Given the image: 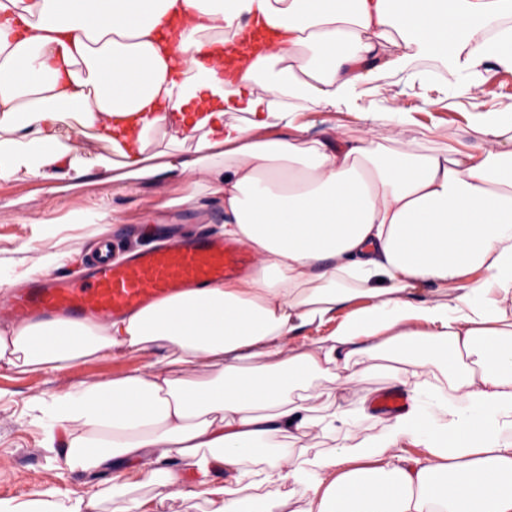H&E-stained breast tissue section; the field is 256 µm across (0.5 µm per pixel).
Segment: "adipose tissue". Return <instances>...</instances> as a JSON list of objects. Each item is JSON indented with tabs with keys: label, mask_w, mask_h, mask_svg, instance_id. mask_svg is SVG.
<instances>
[{
	"label": "adipose tissue",
	"mask_w": 512,
	"mask_h": 512,
	"mask_svg": "<svg viewBox=\"0 0 512 512\" xmlns=\"http://www.w3.org/2000/svg\"><path fill=\"white\" fill-rule=\"evenodd\" d=\"M173 15L178 69L158 36ZM247 24L281 39L224 70ZM419 59L465 73L463 96L512 71V0H0V182L117 169L160 187L156 211L220 202L254 260L103 324L0 323L20 373L158 354L32 402L71 467L207 512H512V113L477 115L467 150L428 146L397 106L385 143L299 120L355 109L387 69L423 83ZM87 137L107 148L89 163ZM175 177L186 193L163 194ZM381 361L409 407L338 405ZM370 416L378 432L354 433Z\"/></svg>",
	"instance_id": "1"
}]
</instances>
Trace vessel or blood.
<instances>
[{
  "label": "vessel or blood",
  "mask_w": 512,
  "mask_h": 512,
  "mask_svg": "<svg viewBox=\"0 0 512 512\" xmlns=\"http://www.w3.org/2000/svg\"><path fill=\"white\" fill-rule=\"evenodd\" d=\"M250 264L238 244L205 236L147 247L121 261L106 250L78 279L43 277L0 295V311L19 323L120 318L184 290L238 278Z\"/></svg>",
  "instance_id": "b4317fda"
}]
</instances>
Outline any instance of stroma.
<instances>
[{"instance_id": "1", "label": "stroma", "mask_w": 512, "mask_h": 512, "mask_svg": "<svg viewBox=\"0 0 512 512\" xmlns=\"http://www.w3.org/2000/svg\"><path fill=\"white\" fill-rule=\"evenodd\" d=\"M427 76L432 83L444 87L440 103H430L397 79L385 85L382 95H363L361 113L342 109L307 110L302 119L308 122L314 135L330 133L336 125L347 136L379 141L387 136L388 128L378 114L384 110L387 99L393 97L412 109L416 128H430L442 136L454 133L461 146L466 147L473 143L469 122L474 113L495 112L512 106V82L499 81L497 70H489L483 85L469 98L457 97L453 86L445 84L442 68L428 69ZM103 178V172L95 169L80 179L78 186L55 192L40 180L0 183V277L10 279L20 272L32 250L41 246L45 237H53L63 251L71 250L79 241L92 244L96 229L92 218ZM30 195L39 196L43 202L40 221L36 224L22 220L24 211L20 201ZM154 198L155 189L150 185L138 186L130 194L113 195L112 205L124 217L123 223L114 226L112 231L120 245L145 243L152 224L172 227L180 234H200L211 232L213 224L219 220L215 204L196 210L174 207L155 211L151 208ZM152 359L149 353H133L118 360L81 362L55 374L17 373L0 368V512H14L18 507L24 512H44L47 501L30 498L23 492L30 481L50 487V499L55 501L85 492L93 484H102L108 491L107 496L91 503L85 512H120L128 506L129 494H111V482L101 483L96 476L69 469L56 456L55 449L61 440L59 429L29 411L26 403L81 382L97 383L145 369Z\"/></svg>"}]
</instances>
